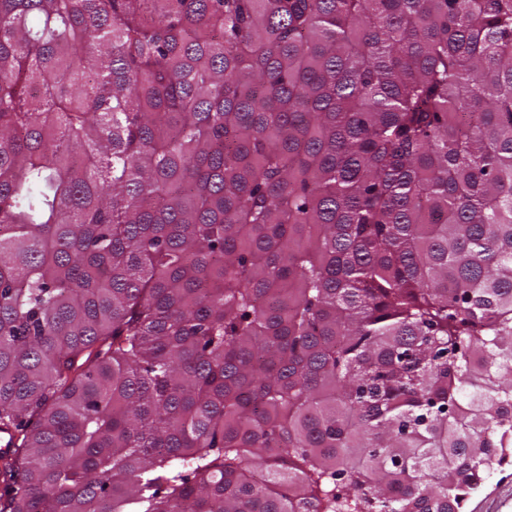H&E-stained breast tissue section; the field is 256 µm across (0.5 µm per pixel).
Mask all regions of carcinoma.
<instances>
[{"instance_id":"obj_1","label":"carcinoma","mask_w":512,"mask_h":512,"mask_svg":"<svg viewBox=\"0 0 512 512\" xmlns=\"http://www.w3.org/2000/svg\"><path fill=\"white\" fill-rule=\"evenodd\" d=\"M0 432V512H461L512 0H0Z\"/></svg>"}]
</instances>
